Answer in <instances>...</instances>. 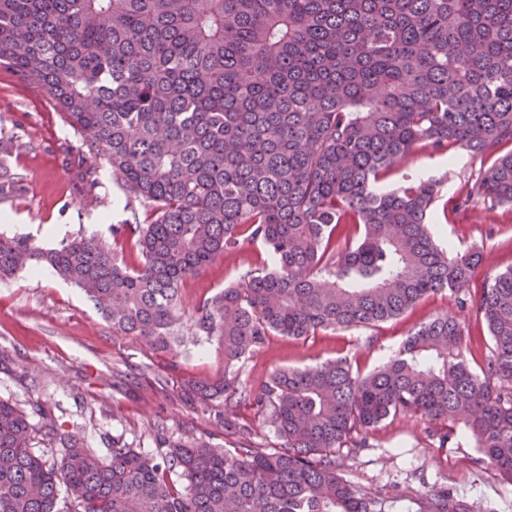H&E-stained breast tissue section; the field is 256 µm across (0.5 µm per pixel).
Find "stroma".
<instances>
[{"mask_svg":"<svg viewBox=\"0 0 512 512\" xmlns=\"http://www.w3.org/2000/svg\"><path fill=\"white\" fill-rule=\"evenodd\" d=\"M88 139L64 124L45 89L0 68V140L19 145L0 160L21 178L20 191L0 202V232L57 248L80 235L111 237L116 224L147 222V208L128 196L108 165L99 167L95 202L78 194L77 168L65 149ZM491 163V158L463 150L447 157L419 149L385 185L398 187L406 172L442 179L436 203L441 209ZM51 226L57 235H48ZM433 230L455 250L482 254L471 294H480L491 277L512 268L510 208L492 213L478 208L466 219L448 223L439 219ZM268 260L261 244L242 240L235 251L219 256L184 283L183 317L193 316L204 298L248 270L263 268ZM445 313L457 315L468 328L466 356L472 367H479L491 346L487 327L460 307L456 294L444 291L373 327L321 331L302 339L269 336L243 363L240 380L255 387L274 369L337 358L366 373L392 357L412 329ZM219 361L208 343L177 344L157 352L136 337L114 333L83 292L58 276L46 279L27 269L0 279V398L23 406L35 401L47 405L98 456L106 455L118 435L132 447L156 451L159 442L152 427L157 423L174 441L202 438L220 448L235 446L237 435L217 425L214 409L190 407L180 397L182 382L212 376ZM428 428L427 421L414 416L390 418L370 429L366 447L340 449L337 457L348 479L384 499V512H425L432 495L442 489L467 512H512V484L497 475L478 449L467 444L440 447Z\"/></svg>","mask_w":512,"mask_h":512,"instance_id":"1","label":"stroma"}]
</instances>
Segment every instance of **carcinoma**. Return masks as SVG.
Instances as JSON below:
<instances>
[{"label":"carcinoma","mask_w":512,"mask_h":512,"mask_svg":"<svg viewBox=\"0 0 512 512\" xmlns=\"http://www.w3.org/2000/svg\"><path fill=\"white\" fill-rule=\"evenodd\" d=\"M0 67L91 134L77 171L88 198L104 159L151 208L145 224L112 225L110 241L44 249L0 233V279L48 266L113 331L163 352L184 341V281L244 236L261 243L271 265L196 309L192 342L216 343L221 367L180 396L220 408L226 426L247 401L278 439L258 445L245 426L235 447L215 448L160 432L156 455L114 437L98 458L46 406L0 399V512H382L336 449L366 447L364 433L400 414L473 444L512 483V269L468 298L492 341L477 370L464 324L444 315L366 375L337 359L254 388L239 379L272 334L368 327L467 291L479 253L431 229L442 181L377 186L417 148L484 157L512 144V0H0ZM18 188L0 163V199ZM479 203L512 207V152L443 216ZM429 508L459 512L446 491Z\"/></svg>","instance_id":"cac0c4a2"}]
</instances>
